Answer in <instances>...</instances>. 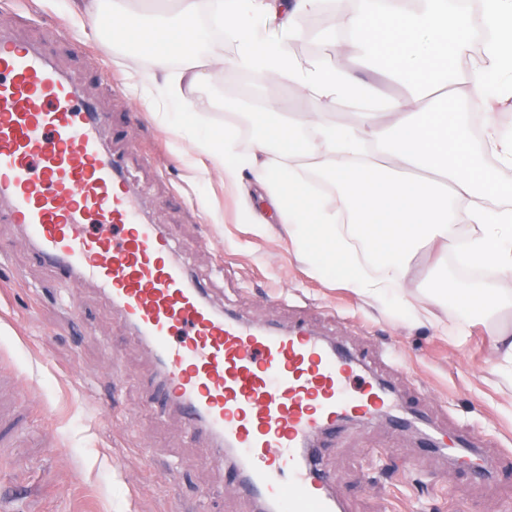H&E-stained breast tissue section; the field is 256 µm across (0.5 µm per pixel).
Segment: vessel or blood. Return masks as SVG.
I'll use <instances>...</instances> for the list:
<instances>
[{
  "label": "vessel or blood",
  "instance_id": "1",
  "mask_svg": "<svg viewBox=\"0 0 512 512\" xmlns=\"http://www.w3.org/2000/svg\"><path fill=\"white\" fill-rule=\"evenodd\" d=\"M105 117L32 45L0 38V213L61 276L93 284L152 347L165 407L214 461L234 455L258 512H343L315 442L386 412L393 393L305 325L217 310L170 237L144 221Z\"/></svg>",
  "mask_w": 512,
  "mask_h": 512
}]
</instances>
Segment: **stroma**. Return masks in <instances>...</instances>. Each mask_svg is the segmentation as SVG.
Segmentation results:
<instances>
[{"mask_svg":"<svg viewBox=\"0 0 512 512\" xmlns=\"http://www.w3.org/2000/svg\"><path fill=\"white\" fill-rule=\"evenodd\" d=\"M0 0V34L43 51L81 94L110 114L104 146L139 193L146 220L189 259L224 311L288 328L302 319L351 352H398L402 370L371 366L404 402L405 428L385 417L342 425L320 445L346 512H507L512 475L466 480L451 456L427 445L421 425L441 440L468 433L489 463L512 464V380L498 367L497 336L475 313L448 302L447 332L380 312L329 272L300 262L269 211L242 214L217 162L194 150L189 133L237 126L248 150L249 111L224 75L199 94L214 107L191 118L164 103L138 50L74 30L80 0ZM73 29L72 41L48 30ZM267 224L257 231L256 221ZM77 316H70V309ZM151 349L91 285L59 279L38 264L18 225L0 222V375L19 377L5 396L27 421L13 446L0 447V512H256L226 488V469L209 465V443L188 438L179 414L156 397ZM176 480H169L170 472Z\"/></svg>","mask_w":512,"mask_h":512,"instance_id":"1","label":"stroma"}]
</instances>
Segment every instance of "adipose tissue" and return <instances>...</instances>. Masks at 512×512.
<instances>
[{
    "mask_svg": "<svg viewBox=\"0 0 512 512\" xmlns=\"http://www.w3.org/2000/svg\"><path fill=\"white\" fill-rule=\"evenodd\" d=\"M325 0H84L76 24L99 30L103 15L123 21L124 42L151 62L150 77L167 98L192 114L209 111L206 97L189 89L223 70V58L206 55L200 40L202 19L233 43V63L259 81H286L306 99L310 111L283 119L278 100L268 99L250 115L253 143L239 149L238 133L207 134L194 146L217 159L225 182L240 193L244 212L252 210V186L261 187L276 219L299 257L327 269L374 304L403 298L402 276L423 245L461 253L471 265H485L492 277L461 283L435 265L432 298L451 293L460 307L486 319L512 306V188L497 177L512 168V129L496 113L480 115V139L469 135V113L448 101L426 103L436 88L466 84L467 95L487 101L512 97V0H482L478 22L494 32L468 75L457 63L471 53L475 21L449 9L448 0H426L408 9L401 0H360L357 11L334 0L336 24L351 31V53L406 82L410 90L388 99L385 113H359L357 126L332 121L328 107L361 87L349 61L315 58L299 62L289 44L298 36V17L318 13ZM281 14V28L270 37L258 25L261 15ZM184 59L173 67V56ZM309 156L313 170L336 186V205L327 207L297 161ZM383 269L370 275L359 256Z\"/></svg>",
    "mask_w": 512,
    "mask_h": 512,
    "instance_id": "obj_1",
    "label": "adipose tissue"
}]
</instances>
